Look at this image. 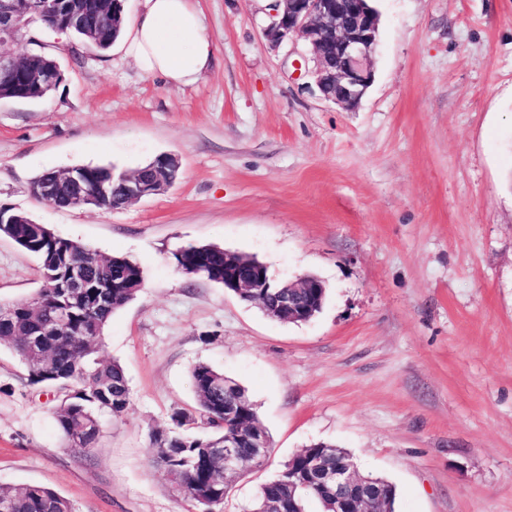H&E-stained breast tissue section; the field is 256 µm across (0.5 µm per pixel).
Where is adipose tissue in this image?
<instances>
[{
	"label": "adipose tissue",
	"instance_id": "adipose-tissue-1",
	"mask_svg": "<svg viewBox=\"0 0 512 512\" xmlns=\"http://www.w3.org/2000/svg\"><path fill=\"white\" fill-rule=\"evenodd\" d=\"M195 0H144L135 22L118 40L145 73L174 85L195 83L210 67L214 48Z\"/></svg>",
	"mask_w": 512,
	"mask_h": 512
}]
</instances>
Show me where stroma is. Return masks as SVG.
Returning <instances> with one entry per match:
<instances>
[{
    "label": "stroma",
    "mask_w": 512,
    "mask_h": 512,
    "mask_svg": "<svg viewBox=\"0 0 512 512\" xmlns=\"http://www.w3.org/2000/svg\"><path fill=\"white\" fill-rule=\"evenodd\" d=\"M199 5L214 57L191 86L38 23L0 48L63 73L43 100L0 99V205L145 282L103 332L131 398L89 451L60 439L56 390L0 346V485L52 488L74 512H189L151 435L194 407L201 362L246 389L271 440L223 512L318 442L393 483L395 512H512V0H375L374 81L353 110L295 76L296 44L263 38L268 0ZM162 153L180 159L174 184L117 210L29 192L47 171ZM207 243L276 283L317 275L322 310L283 323L181 274L175 253ZM40 286L38 260L0 236V303Z\"/></svg>",
    "instance_id": "obj_1"
}]
</instances>
